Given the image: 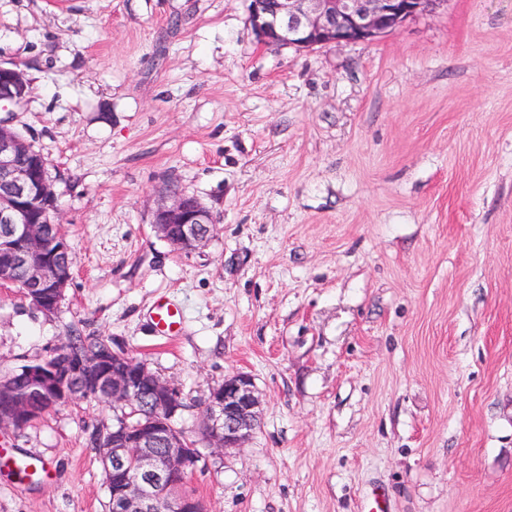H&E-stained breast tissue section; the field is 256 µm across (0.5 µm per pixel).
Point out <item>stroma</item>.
Returning <instances> with one entry per match:
<instances>
[{
	"mask_svg": "<svg viewBox=\"0 0 512 512\" xmlns=\"http://www.w3.org/2000/svg\"><path fill=\"white\" fill-rule=\"evenodd\" d=\"M249 0H0V109L49 161L74 256L47 316L0 288V366L72 331L111 337L182 392L174 423L248 374L259 424L194 473L206 512H512V0H448L372 42L270 47ZM211 210L196 253L153 215ZM180 305L155 335L148 309ZM62 405L0 448V512H108L93 432ZM0 62V103L18 104L30 94V85L19 64ZM153 224L159 235L185 254L204 248L213 234L212 213L197 198L170 189L156 209ZM148 316L154 331L159 336H179L184 325L181 308L167 297L157 298L148 310ZM0 466L15 469L24 477L36 480H47L52 472L41 459L31 455H17L6 448H0Z\"/></svg>",
	"mask_w": 512,
	"mask_h": 512,
	"instance_id": "35a3bbf8",
	"label": "stroma"
}]
</instances>
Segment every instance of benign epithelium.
Masks as SVG:
<instances>
[{
    "mask_svg": "<svg viewBox=\"0 0 512 512\" xmlns=\"http://www.w3.org/2000/svg\"><path fill=\"white\" fill-rule=\"evenodd\" d=\"M442 0H249V22L267 46L310 49L328 44L373 41L398 30L411 17ZM30 94L24 70L0 63V103L18 104ZM61 224L54 179L44 155L20 133L0 123V286L19 272L32 287L23 297L45 315L58 311L72 279L70 247L45 225ZM159 235L185 254L204 248L213 234L212 213L197 198L170 189L156 209ZM105 391L121 416L100 448L113 512H155L166 501L174 512H201L200 499L185 490L202 467L185 431L174 425L186 408L181 392L126 355L100 349L0 374V430H15L29 417V395L53 406L90 399ZM146 406L136 407L139 400ZM205 425L207 447L215 453L238 448L256 429L259 399L251 378L238 373L210 391ZM137 408L136 422L129 411Z\"/></svg>",
    "mask_w": 512,
    "mask_h": 512,
    "instance_id": "benign-epithelium-1",
    "label": "benign epithelium"
}]
</instances>
